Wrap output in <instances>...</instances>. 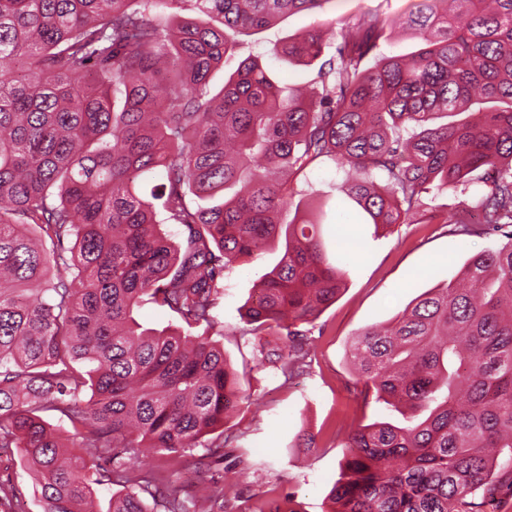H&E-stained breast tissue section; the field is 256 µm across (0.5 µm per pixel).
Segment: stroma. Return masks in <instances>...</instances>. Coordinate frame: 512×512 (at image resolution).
Returning <instances> with one entry per match:
<instances>
[{
	"instance_id": "obj_1",
	"label": "stroma",
	"mask_w": 512,
	"mask_h": 512,
	"mask_svg": "<svg viewBox=\"0 0 512 512\" xmlns=\"http://www.w3.org/2000/svg\"><path fill=\"white\" fill-rule=\"evenodd\" d=\"M314 21L296 14L239 43L238 59L255 57L279 74L282 83L303 84L315 68L279 62L273 48ZM343 172L325 159L313 163L295 182L296 189L318 190L326 202L320 226L329 261L345 270V286L336 301L309 324L310 365L285 378L273 363H258V340L242 335L245 304L255 297L265 273L278 263L281 249L226 269L224 297L217 318L224 327V353L255 403L242 407L225 429L230 440L207 468L189 454L147 453L144 469L179 475L190 487L219 485L224 512H265L269 502H287L293 512H327L328 495L341 472V441L359 425L372 422L382 405L364 404L354 384L348 347L364 327L388 322L416 297L457 279L471 255L491 249L500 239L489 235L449 234L446 220L461 199L473 192L449 188L427 197L429 222L395 224L383 231L354 219L342 225L336 211L349 200L340 190ZM354 241H347V234ZM316 438L311 451L298 448V437ZM0 483L14 490L0 500V512H41L31 479L16 449L0 451Z\"/></svg>"
}]
</instances>
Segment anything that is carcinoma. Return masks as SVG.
<instances>
[{
  "mask_svg": "<svg viewBox=\"0 0 512 512\" xmlns=\"http://www.w3.org/2000/svg\"><path fill=\"white\" fill-rule=\"evenodd\" d=\"M339 2L0 0V448L20 449L42 512H92L94 484L123 487L109 512H222L219 488L159 486L136 463L224 447L252 403L212 339L224 270L281 238L241 334L286 337L258 358L286 377L306 366L299 325L345 282L318 194L293 186L324 158L377 226L483 169L481 221L451 231L505 239L469 258L468 285L351 343L363 400L407 414L350 434L330 512H487L512 494V0H421L402 25L422 46L401 57L380 53L394 22ZM298 13L327 18L274 55L315 81L286 88L247 58L211 89L238 36ZM463 112L477 121H444ZM146 297L186 329L144 327Z\"/></svg>",
  "mask_w": 512,
  "mask_h": 512,
  "instance_id": "1",
  "label": "carcinoma"
}]
</instances>
